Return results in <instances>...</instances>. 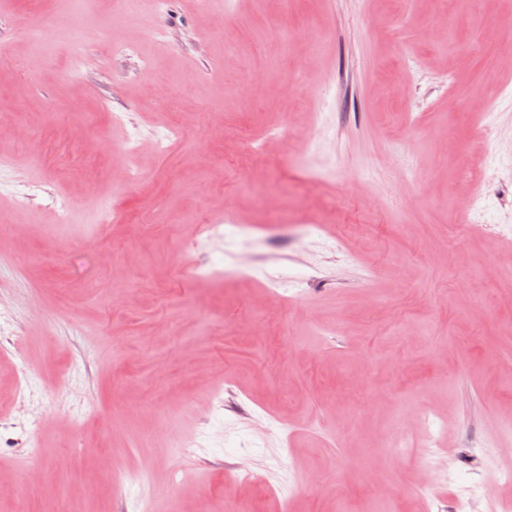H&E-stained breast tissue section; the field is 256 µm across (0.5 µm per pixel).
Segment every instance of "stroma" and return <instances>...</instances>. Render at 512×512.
I'll list each match as a JSON object with an SVG mask.
<instances>
[{
    "label": "stroma",
    "mask_w": 512,
    "mask_h": 512,
    "mask_svg": "<svg viewBox=\"0 0 512 512\" xmlns=\"http://www.w3.org/2000/svg\"><path fill=\"white\" fill-rule=\"evenodd\" d=\"M84 2L94 64L72 76L57 0L0 12V54L55 32L26 100L0 66V125L23 130L0 137V225L29 227L0 240V331L22 347L0 349V512H490L512 462V0H170L144 22ZM77 119L114 154L84 152ZM169 126L129 180V137ZM423 410L425 473L427 435L390 447ZM34 455L47 479L19 492Z\"/></svg>",
    "instance_id": "obj_1"
}]
</instances>
